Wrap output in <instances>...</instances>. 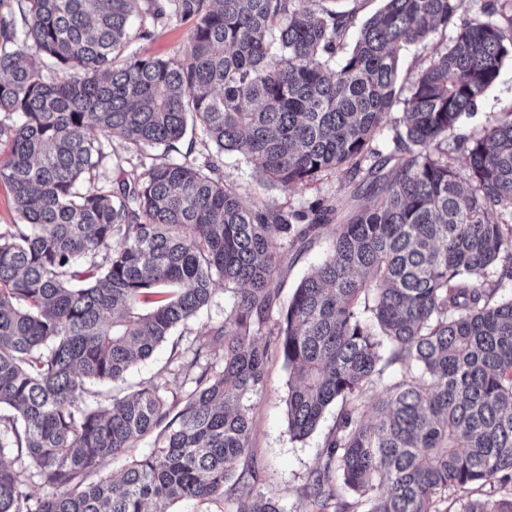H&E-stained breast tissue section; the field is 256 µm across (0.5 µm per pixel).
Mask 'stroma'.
<instances>
[{"mask_svg":"<svg viewBox=\"0 0 512 512\" xmlns=\"http://www.w3.org/2000/svg\"><path fill=\"white\" fill-rule=\"evenodd\" d=\"M149 38L140 40L137 48L142 56L169 58L183 54L187 46L185 28L163 26L145 20ZM512 106V62H506L495 83L478 100L473 112L463 117L454 129V136L480 134L498 118L500 112ZM224 182L242 195H259L268 200L293 208H303L323 197L342 192V173H330L311 184L288 187L265 188L260 178L247 163L244 156L231 152L224 156ZM331 250L330 235L306 249L288 251L280 271L282 299H289L294 288L307 273L320 265ZM234 303L232 292L223 284H216L211 303L205 307L195 324L178 330L175 345H163L151 358L139 363L129 374V385L160 381L166 384L169 393L183 394L190 388L183 376L178 375L170 362L172 349H186L193 341L199 325L223 322ZM289 373L278 357H271L267 367L266 390L254 399L251 410L253 420V456L263 474L260 485L262 494L275 498L284 512H301L300 490L320 453L324 439L332 427L337 411L329 409L320 427L303 440L292 437L288 431L283 398L288 388Z\"/></svg>","mask_w":512,"mask_h":512,"instance_id":"obj_1","label":"stroma"}]
</instances>
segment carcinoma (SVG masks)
<instances>
[{
	"label": "carcinoma",
	"instance_id": "carcinoma-1",
	"mask_svg": "<svg viewBox=\"0 0 512 512\" xmlns=\"http://www.w3.org/2000/svg\"><path fill=\"white\" fill-rule=\"evenodd\" d=\"M323 2L0 0V184L17 218L0 224V512L226 494L236 512H283L251 455L272 348L294 378V438L340 404L301 490L318 512H448L450 492L512 485V108L469 140L465 170L443 148L512 60V0L461 24L459 0H385L351 47L366 0ZM139 14L188 26L185 54L140 55ZM449 29L398 86L404 45ZM400 104L385 154L374 140ZM189 122L210 145L199 158L179 148ZM114 138L158 154L101 183ZM226 151L265 187L341 170L346 194L244 197L224 184ZM329 226L330 256L282 306L285 252ZM219 281L235 296L224 322L171 356L185 395L88 388L124 382ZM151 435L121 477L100 474ZM460 512H512V497Z\"/></svg>",
	"mask_w": 512,
	"mask_h": 512
}]
</instances>
